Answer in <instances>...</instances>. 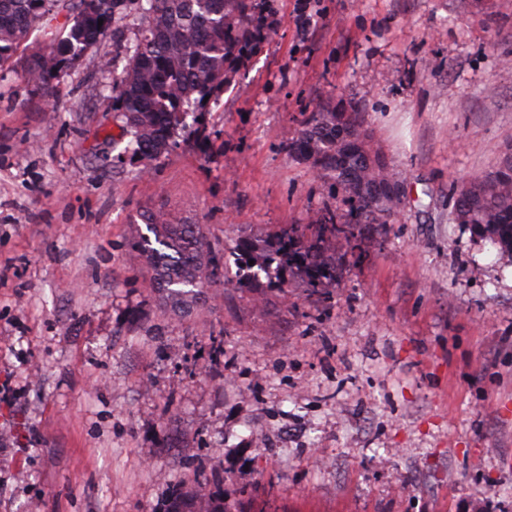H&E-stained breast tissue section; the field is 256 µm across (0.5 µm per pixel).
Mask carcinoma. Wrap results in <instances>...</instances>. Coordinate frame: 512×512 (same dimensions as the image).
I'll use <instances>...</instances> for the list:
<instances>
[{
	"instance_id": "1",
	"label": "carcinoma",
	"mask_w": 512,
	"mask_h": 512,
	"mask_svg": "<svg viewBox=\"0 0 512 512\" xmlns=\"http://www.w3.org/2000/svg\"><path fill=\"white\" fill-rule=\"evenodd\" d=\"M60 14L64 22L49 52L24 67L27 82L51 98L67 70L108 35L116 20L132 16L137 21L126 64L112 73V109L129 136L123 153L146 172L187 127V117L206 111L203 100L224 92L226 73L262 51L267 26L261 0H93L91 13L85 0H0V64L32 28ZM341 129L358 144L341 147L336 140ZM292 152L312 161L325 183L356 203L360 216L390 214L400 204L398 196L382 204L362 196L364 188L390 177L385 168L367 162L372 151L356 112L321 107L307 119ZM453 197L457 223L512 256V165L498 161L454 186ZM143 219L146 233L132 236L130 246L164 306L184 312L203 300L204 289L223 284L224 257L210 249L200 225L181 224L161 209ZM335 237L334 215L315 225L306 241L286 230L275 234L264 264L255 270L248 264L239 267L238 286H252L272 266L282 272L295 267L311 286L322 285L333 278L325 252ZM195 471L205 493L192 512H224L219 502L222 465L201 462Z\"/></svg>"
}]
</instances>
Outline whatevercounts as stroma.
I'll use <instances>...</instances> for the list:
<instances>
[{
  "instance_id": "stroma-1",
  "label": "stroma",
  "mask_w": 512,
  "mask_h": 512,
  "mask_svg": "<svg viewBox=\"0 0 512 512\" xmlns=\"http://www.w3.org/2000/svg\"><path fill=\"white\" fill-rule=\"evenodd\" d=\"M150 171L119 163L105 38L54 100L0 64V512H165L224 466V512H512V258L453 222L455 182L512 146V0H268ZM359 112L402 202L340 225L334 277L208 289L166 312L129 246L142 214L264 256L353 207L289 151Z\"/></svg>"
}]
</instances>
